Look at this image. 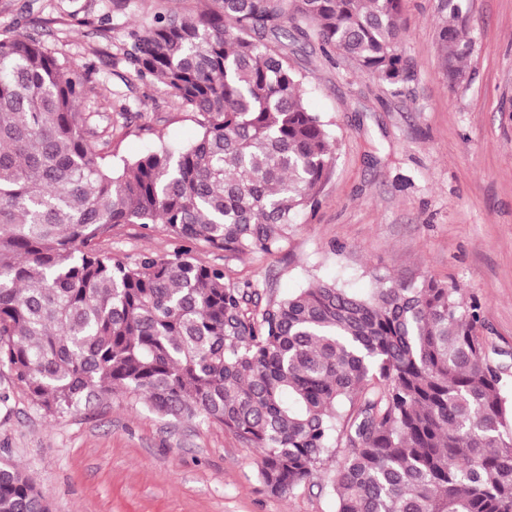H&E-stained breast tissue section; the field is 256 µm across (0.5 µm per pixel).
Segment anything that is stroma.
I'll return each instance as SVG.
<instances>
[{
	"label": "stroma",
	"instance_id": "35a3bbf8",
	"mask_svg": "<svg viewBox=\"0 0 512 512\" xmlns=\"http://www.w3.org/2000/svg\"><path fill=\"white\" fill-rule=\"evenodd\" d=\"M472 49L457 84L445 77L441 0H403L408 77L386 87L315 41L285 39L306 101L330 125L336 156L315 209L300 213L282 251L234 256L193 247L198 263L259 293L252 315L315 279L358 293L375 276L448 283L477 302L493 362L512 387V0H467ZM201 0H0V34L23 29L58 58L93 64L81 106L114 126L107 152L131 160L158 144L179 149L197 116L121 60L130 29ZM103 250L136 260L184 249L162 224H116ZM0 456L27 470L51 512H335L325 471L282 496L258 473L259 453L223 425L159 417L117 398L56 419L0 369Z\"/></svg>",
	"mask_w": 512,
	"mask_h": 512
}]
</instances>
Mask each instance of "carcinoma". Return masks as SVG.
Returning a JSON list of instances; mask_svg holds the SVG:
<instances>
[{
    "mask_svg": "<svg viewBox=\"0 0 512 512\" xmlns=\"http://www.w3.org/2000/svg\"><path fill=\"white\" fill-rule=\"evenodd\" d=\"M209 2L129 34L124 63L197 114L200 134L121 168L99 149L112 127L81 112L93 66L0 36V367L49 418L132 395L162 418L220 424L280 495L334 461L336 512H512L507 367L460 289L322 280L255 319L258 292L188 249L128 262L99 247L114 224L238 255L282 247L336 146L282 50L293 21L381 84L406 79L402 0ZM461 2L444 0L438 33L452 81L470 47ZM0 512H50L7 457Z\"/></svg>",
    "mask_w": 512,
    "mask_h": 512,
    "instance_id": "cac0c4a2",
    "label": "carcinoma"
}]
</instances>
